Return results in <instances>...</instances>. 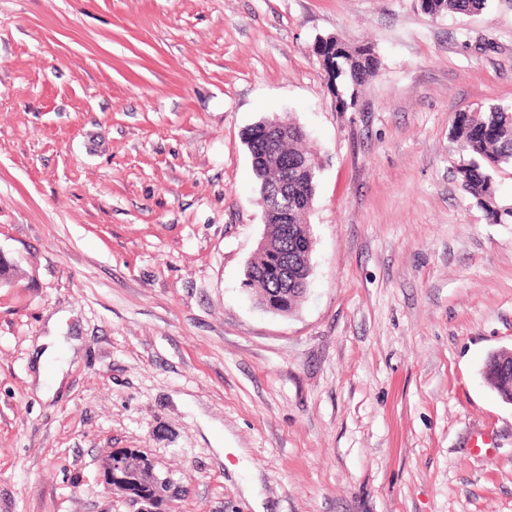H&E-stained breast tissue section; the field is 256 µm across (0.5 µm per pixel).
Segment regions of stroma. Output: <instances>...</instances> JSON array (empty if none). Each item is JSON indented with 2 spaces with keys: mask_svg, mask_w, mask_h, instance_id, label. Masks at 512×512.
I'll use <instances>...</instances> for the list:
<instances>
[{
  "mask_svg": "<svg viewBox=\"0 0 512 512\" xmlns=\"http://www.w3.org/2000/svg\"><path fill=\"white\" fill-rule=\"evenodd\" d=\"M381 66L337 101L315 48ZM512 103V0H0V512H512V223L463 192L457 113ZM321 158L307 295L259 306L247 127ZM68 365L38 395L35 352ZM77 346H70V339ZM489 0H419L422 11L432 17L468 14L484 10ZM511 354L506 351H500L492 354L485 363L484 375L488 380L492 389L497 393L499 398L505 403H512V362ZM500 360L508 363L509 372L507 374L489 375L488 371L497 365ZM487 369V370H485ZM142 451L135 448H114L102 460L101 468L103 474V481L107 490L118 491L121 493L131 504L136 507L134 512H159L152 506L157 499H163L164 512L170 511L167 509L169 505V491L164 492L162 487L170 488L171 481L169 477L160 473L156 469L155 462L151 457V466H146L145 460L142 458ZM150 473L159 481V488L157 493L151 498L132 497L124 487L128 486L130 482H136V478L143 472Z\"/></svg>",
  "mask_w": 512,
  "mask_h": 512,
  "instance_id": "1",
  "label": "stroma"
}]
</instances>
